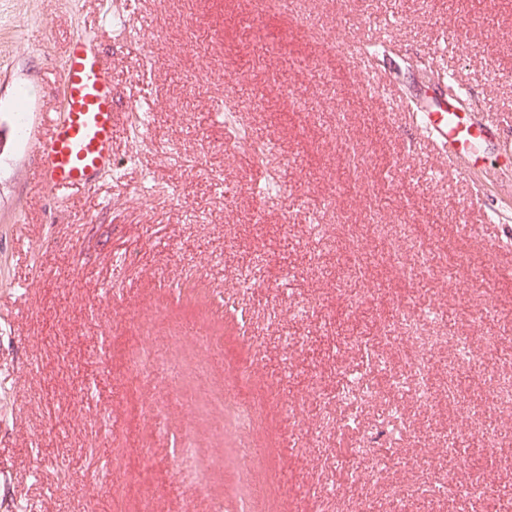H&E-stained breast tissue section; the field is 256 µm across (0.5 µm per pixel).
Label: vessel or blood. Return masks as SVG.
Instances as JSON below:
<instances>
[{"instance_id": "b4317fda", "label": "vessel or blood", "mask_w": 512, "mask_h": 512, "mask_svg": "<svg viewBox=\"0 0 512 512\" xmlns=\"http://www.w3.org/2000/svg\"><path fill=\"white\" fill-rule=\"evenodd\" d=\"M112 65L85 34L64 55L62 100L38 147L37 177L48 192L89 187L112 160ZM414 123L427 141L457 154L474 153L489 138L455 103L436 101L417 112Z\"/></svg>"}]
</instances>
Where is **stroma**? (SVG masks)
Returning a JSON list of instances; mask_svg holds the SVG:
<instances>
[{"label":"stroma","mask_w":512,"mask_h":512,"mask_svg":"<svg viewBox=\"0 0 512 512\" xmlns=\"http://www.w3.org/2000/svg\"><path fill=\"white\" fill-rule=\"evenodd\" d=\"M361 26L382 41L369 61L339 42ZM79 33L112 61L117 166L56 196L33 177L37 141ZM368 70L415 108L456 98L496 139L474 157L419 147L363 89ZM239 128L275 168L230 149ZM270 175L272 200L252 190ZM394 224L425 230L410 283L388 257ZM410 311L476 346L499 337L498 359L453 398L434 368L429 408L393 394L405 361L388 327ZM147 344L150 375L133 368ZM510 353L512 0H0V487L26 512H209L244 495L228 397L266 449L257 512H498L512 409L484 393ZM362 374L376 400L345 403ZM395 395L408 427L376 480L348 422ZM462 407L497 424L495 452L470 442ZM104 448L124 453L105 484ZM474 468L489 504L433 493Z\"/></svg>","instance_id":"stroma-1"}]
</instances>
